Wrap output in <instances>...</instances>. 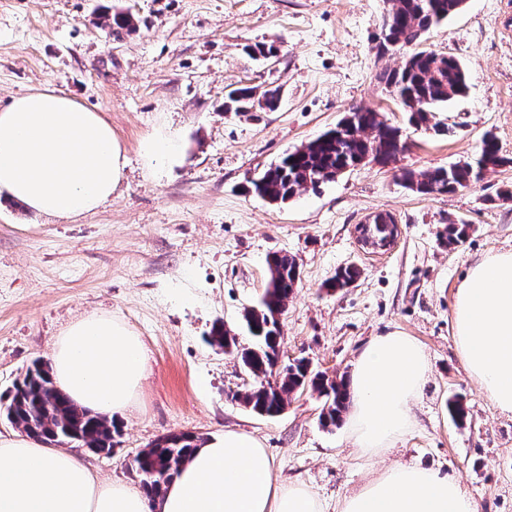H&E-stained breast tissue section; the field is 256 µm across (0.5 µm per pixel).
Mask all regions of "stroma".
<instances>
[{
	"label": "stroma",
	"mask_w": 512,
	"mask_h": 512,
	"mask_svg": "<svg viewBox=\"0 0 512 512\" xmlns=\"http://www.w3.org/2000/svg\"><path fill=\"white\" fill-rule=\"evenodd\" d=\"M385 0H0V107L46 88L111 123L126 150L123 182L95 212L61 221L0 205V395L33 360L49 361L57 337L83 315H107L139 337L147 372L117 422L111 454L85 453L94 477L139 487L131 458L156 439L226 430L255 436L284 483L302 482L327 512L381 470L417 464L458 479L480 512H512V414L501 412L462 364L453 338L456 289L469 267L512 249V165L452 193L423 196L401 174L474 160L485 134L512 158V0H468L426 32L420 49L465 63V98L417 128L379 82L408 48L377 52ZM132 13L134 33L105 27ZM273 45L263 63L249 47ZM279 88L274 111H225L227 89ZM379 112L407 143L395 164H366L317 189L273 203L250 190L257 173L335 128L353 108ZM175 135L179 159L158 171L141 154L149 137ZM391 214L401 233L387 251L363 247L356 228ZM467 223L444 248L445 225ZM293 256L300 282L281 318V359H308L350 379L376 337L416 338L427 380L411 402L412 428L363 454L349 418L320 422L307 389L281 415L258 416L234 400L245 374L206 338L240 328L269 279L273 254ZM354 286L331 290L337 269ZM461 398L468 416L448 411Z\"/></svg>",
	"instance_id": "35a3bbf8"
}]
</instances>
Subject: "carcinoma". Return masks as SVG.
Listing matches in <instances>:
<instances>
[{"label": "carcinoma", "instance_id": "obj_1", "mask_svg": "<svg viewBox=\"0 0 512 512\" xmlns=\"http://www.w3.org/2000/svg\"><path fill=\"white\" fill-rule=\"evenodd\" d=\"M388 21L381 26L378 50L387 48L391 39L402 46L417 43L421 32L441 24L460 13L458 0H389ZM380 79L409 112V123L422 126L429 115L443 104L464 96L468 90L466 67L452 55H439L426 50L414 51L405 63L385 71ZM256 88L236 87L224 101L228 112L253 110ZM349 129L343 136L330 130L301 145L294 152L266 169L252 182L254 192L271 201L286 202L303 190L316 188L332 176L355 168L366 153L377 151L381 164L396 161L403 149L401 130L387 124L371 109L354 108L344 117ZM478 162L485 168L512 164V158L500 154L497 140L487 135L482 140ZM474 167L468 162L449 168L406 171L407 187L422 195L451 193L467 185ZM469 225L448 224L442 245L454 249L466 239ZM269 282L257 306L245 311L243 322L253 344L237 351L242 368L252 383L235 394L244 406L260 416L273 417L284 409L292 394L307 388L324 398L320 414L326 426L336 425L347 410V383L327 378L312 369L309 361L297 359L279 364L281 336L277 318L284 315L288 299L299 281L296 260L277 254L268 260ZM361 271L346 266L336 271L330 287L348 288L360 278ZM212 345L233 351L236 338L224 324H216L210 332ZM8 421L31 436L45 442L71 441L78 446L94 445L113 448L120 427L107 417L95 415L71 404L54 388L49 368L41 361L32 363L23 377L15 380L5 403H1ZM198 438L190 434H171L155 441L136 456V472L146 493L163 497L168 484L190 459Z\"/></svg>", "mask_w": 512, "mask_h": 512}]
</instances>
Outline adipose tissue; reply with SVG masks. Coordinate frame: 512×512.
I'll return each instance as SVG.
<instances>
[{"label": "adipose tissue", "mask_w": 512, "mask_h": 512, "mask_svg": "<svg viewBox=\"0 0 512 512\" xmlns=\"http://www.w3.org/2000/svg\"><path fill=\"white\" fill-rule=\"evenodd\" d=\"M127 164L111 125L68 95L46 89L0 109V197L71 219L107 201ZM454 342L468 372L512 413V250L472 265L454 302ZM147 369L141 342L109 316L72 323L54 344V387L78 408L124 413ZM427 377L424 349L391 332L360 353L350 379L354 444L390 447L413 423L410 402ZM0 512H323L310 487L278 483L265 448L227 431L195 449L164 496L150 500L97 481L83 458L29 435L0 434ZM338 512H480L459 481L412 465L386 469Z\"/></svg>", "instance_id": "1"}]
</instances>
